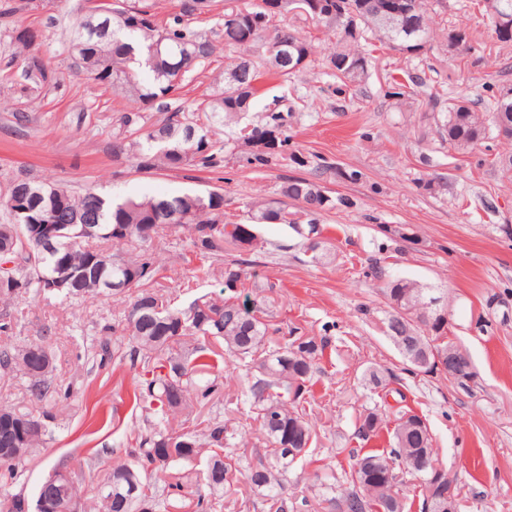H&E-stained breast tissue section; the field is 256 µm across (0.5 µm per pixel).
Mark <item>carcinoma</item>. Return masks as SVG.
Instances as JSON below:
<instances>
[{
  "label": "carcinoma",
  "instance_id": "carcinoma-1",
  "mask_svg": "<svg viewBox=\"0 0 512 512\" xmlns=\"http://www.w3.org/2000/svg\"><path fill=\"white\" fill-rule=\"evenodd\" d=\"M200 4L199 13L210 10L212 0H181L179 12L162 27L155 21L133 26L138 15L123 19L124 0L112 5V15L101 18L102 27L88 33L86 18L77 21L71 52L78 60L77 70L95 84H109L124 91L132 100L148 105L160 117L149 122L142 112H124L115 135L113 153L131 160L137 169L151 171L224 172L226 155L248 167L271 164L298 167L307 158L291 149L288 115L273 108L255 122L244 121L258 80L265 72L288 79L310 62L315 46L301 33L292 14L310 19L336 34L330 63L343 86L354 85L368 75L370 53L367 47L376 39L411 57L419 56L435 38L457 40L463 50L471 49L469 33L460 27H439L430 15L426 0H307L308 13L297 11L296 0H278V9L267 8L270 0H258L249 7L224 9V51L229 64L224 70V91L202 114L165 101L178 89L179 82L193 73L215 52L210 32L184 22L191 14L190 4ZM496 40L512 45V0H484ZM144 72L151 81H137ZM394 96L415 95V88L429 81L426 74L406 72L388 76ZM440 106L437 131L442 140L457 150L474 148L489 135L512 139V96L493 95L484 111L474 109L467 99L441 105L440 94H429ZM219 124L231 130L225 141L213 138L212 127ZM12 186L28 197L31 218L47 224L64 225V236L56 243L57 255L40 245L29 234L28 225L15 218L9 200L0 203L7 214L0 222V261L25 252L22 262L0 275L19 284L0 288V303L7 306L21 293L56 297L78 303L84 297H130L124 320L105 323L98 344L99 366L113 356L108 335L124 327L141 355L142 370L135 383L134 400L153 421L128 448L125 456L112 459L104 473L91 485L86 497L85 476L70 473L60 478L53 469L40 488L51 486V493L65 509L74 512H156L168 509L170 496L190 500L194 512H215L220 504L235 505L240 483L262 495L266 512H301L308 507L306 497L288 499L285 487L288 473L313 441L311 419L318 407L309 403L317 370L316 362L326 338L310 336L296 325L282 327L259 316L260 309L249 299L239 300L251 263L248 256L261 251L263 243L255 233L257 224H285L295 231L307 225L305 239L311 259H320L319 216L349 206L343 196H332L318 182L292 177L282 186L284 200L254 201L249 205L248 223H224V193H184L120 200L89 189L74 195L47 181L16 180ZM178 226L187 231L191 252L202 257L219 256L224 250L241 258L224 268V299L200 297L186 309L171 307L157 287L159 256L167 249L165 230ZM66 261L72 287L57 291L46 279ZM386 294L391 311L384 321L388 336H402L398 344L412 371L442 372L459 383L474 379L467 371L469 358L448 340V322L435 319L422 329L425 313H433L436 299L426 296L425 288L414 280L393 279ZM245 363V383L232 399L224 382L212 376L215 360L224 355ZM37 360L28 358V346L0 348V371L36 369ZM369 381L387 397L401 394L376 370ZM28 391L42 411L35 415L0 406V448H17L13 459L0 457V481L16 477L21 463L45 444L47 432L31 434L30 419L52 417L53 409L72 397L71 387L52 375L29 380ZM224 399V414L239 412V404L255 410V446L266 447L256 464L245 473L224 462L227 445L226 422L212 415L216 401ZM385 425L379 407L367 408L356 417V437L367 443ZM393 448L387 454L358 452L353 456L349 487L329 499L345 506L344 512H404V476L418 480L422 496L421 512H447L448 476L436 462L432 438L424 420L409 412L395 411ZM207 455L202 478L190 472L172 476L175 463H192ZM42 493L34 501L21 495L0 494V509L10 501L17 512H44L39 507ZM27 504L22 510L20 503Z\"/></svg>",
  "mask_w": 512,
  "mask_h": 512
}]
</instances>
